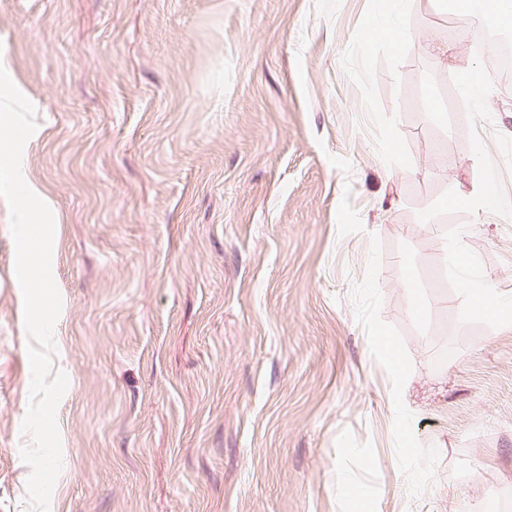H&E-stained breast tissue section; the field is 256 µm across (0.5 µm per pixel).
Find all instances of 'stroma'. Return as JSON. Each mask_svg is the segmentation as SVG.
<instances>
[{
  "mask_svg": "<svg viewBox=\"0 0 512 512\" xmlns=\"http://www.w3.org/2000/svg\"><path fill=\"white\" fill-rule=\"evenodd\" d=\"M373 8L0 0L63 299L49 512H512V87L474 108L442 0L395 53ZM460 241L494 305L461 312ZM26 345L0 200V512H31Z\"/></svg>",
  "mask_w": 512,
  "mask_h": 512,
  "instance_id": "1",
  "label": "stroma"
}]
</instances>
